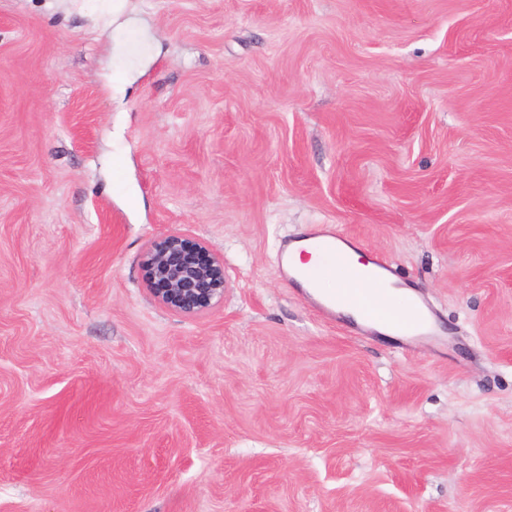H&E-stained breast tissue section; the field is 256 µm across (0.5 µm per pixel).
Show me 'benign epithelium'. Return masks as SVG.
<instances>
[{"label": "benign epithelium", "instance_id": "benign-epithelium-1", "mask_svg": "<svg viewBox=\"0 0 512 512\" xmlns=\"http://www.w3.org/2000/svg\"><path fill=\"white\" fill-rule=\"evenodd\" d=\"M143 282L176 315H199L224 300V258L185 232L171 231L145 248Z\"/></svg>", "mask_w": 512, "mask_h": 512}]
</instances>
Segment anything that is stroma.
<instances>
[{"label":"stroma","instance_id":"1","mask_svg":"<svg viewBox=\"0 0 512 512\" xmlns=\"http://www.w3.org/2000/svg\"><path fill=\"white\" fill-rule=\"evenodd\" d=\"M321 224L436 334L287 283ZM0 512H512V0H0ZM141 267L146 288L176 315L196 316L224 300V258L185 232L151 241Z\"/></svg>","mask_w":512,"mask_h":512}]
</instances>
